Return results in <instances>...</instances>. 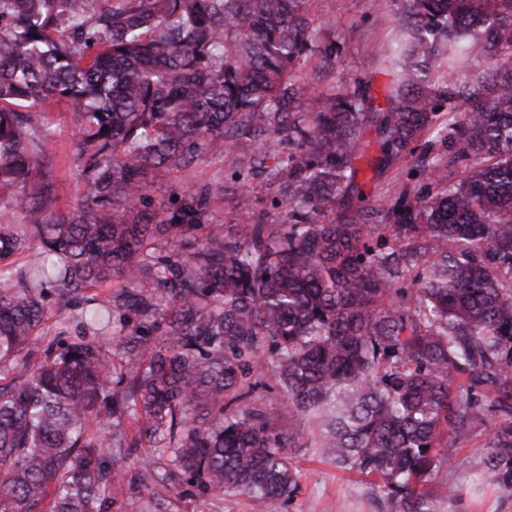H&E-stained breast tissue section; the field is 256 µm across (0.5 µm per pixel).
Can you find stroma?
Masks as SVG:
<instances>
[{"label": "stroma", "instance_id": "stroma-1", "mask_svg": "<svg viewBox=\"0 0 512 512\" xmlns=\"http://www.w3.org/2000/svg\"><path fill=\"white\" fill-rule=\"evenodd\" d=\"M315 14L321 21L317 37L319 45H334L336 53L324 58L314 52L301 61L297 72L305 77L320 74L318 90H327L336 72L369 83V93L375 102L385 100L390 78L379 64L367 63L362 49L365 44L385 39L396 21L386 0H316ZM71 106L58 100L47 106L53 135L46 151L53 161L52 178L56 190V211L73 210L85 191L75 156L76 130L70 120ZM254 147L242 144L235 155L229 157L205 156L191 168L160 173L152 187L153 204L173 210L184 198L202 185L220 186L225 175L249 159ZM410 162L399 161L380 175L371 172L358 177L369 199H376L385 191L397 192L411 187L408 172ZM272 198L266 183H250L229 196L222 210L208 222V233L220 235L228 224H253L264 219ZM112 286L105 285L88 291L83 304L63 306L51 284H44L42 300L45 318L41 334L44 345H51L58 336H88L112 338L120 327L118 316L112 313ZM494 425L486 419L461 441L453 463L442 468L433 478L438 495L434 500L435 512H512V499L497 496L494 478L485 467L484 443ZM300 471V489L290 499L283 512H380L379 502L371 491L369 477L353 471L336 468L310 448H289ZM131 464L148 469L162 482L161 495L165 512H254L246 497L227 494L204 497L198 492L184 491L178 483L165 457L143 447L133 452ZM457 490L454 497L442 495L443 486Z\"/></svg>", "mask_w": 512, "mask_h": 512}]
</instances>
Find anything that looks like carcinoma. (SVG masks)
Returning <instances> with one entry per match:
<instances>
[{"label":"carcinoma","instance_id":"cac0c4a2","mask_svg":"<svg viewBox=\"0 0 512 512\" xmlns=\"http://www.w3.org/2000/svg\"><path fill=\"white\" fill-rule=\"evenodd\" d=\"M313 2L0 0V212L27 221L0 224V262H52L65 303L116 280L112 311L135 316L32 370L42 301L0 279V512H112L119 495L150 512L128 464L145 443L188 487L281 512L298 440L375 476L383 512H431L429 479L488 415L485 465L512 498V0H387L393 36L364 50L393 76L381 110L340 72L313 95L298 79ZM54 100L86 185L66 214L36 111ZM368 126L374 173L422 144L420 188L364 205ZM243 142L258 152L222 191L140 208L159 171ZM439 144L464 166L453 185ZM269 160L273 218L196 234ZM268 375L288 411L254 399ZM132 406L129 437L105 418Z\"/></svg>","mask_w":512,"mask_h":512}]
</instances>
